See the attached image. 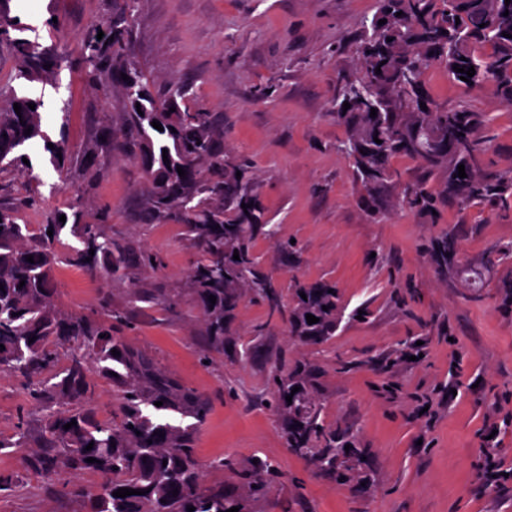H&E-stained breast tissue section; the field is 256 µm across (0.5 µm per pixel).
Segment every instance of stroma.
Here are the masks:
<instances>
[{"mask_svg": "<svg viewBox=\"0 0 512 512\" xmlns=\"http://www.w3.org/2000/svg\"><path fill=\"white\" fill-rule=\"evenodd\" d=\"M118 0H11L25 36L62 58L55 84L13 82L21 96L39 97L42 127L52 140L79 148L111 130L120 138L127 110L111 83L89 81L79 63L81 38L107 26ZM377 0H139L130 54L155 90L187 83L200 106L224 126V154L247 161L260 197L278 226L257 238L253 253L278 292L292 304L295 283L336 284V333L322 344L290 336L265 303L244 298L224 338V353L201 365L204 323L187 289L198 258L182 225L141 220L144 177L129 154L109 149L54 170L42 140L26 151L35 180L0 177V206L21 223H44L50 210L75 199L110 209L107 229L133 249L158 252L156 271L86 277L77 288L70 267L56 273L59 307L94 316L99 300L126 307L133 288L178 293L170 312L139 304L132 345L208 397L197 458L206 483L241 486L253 460L270 463L267 496L256 512H512V206L441 204L437 213L401 209V183L441 193L437 172L399 156L400 183L364 198L338 146L346 128L332 113L339 85L360 75L358 39ZM433 107L468 104L487 119L484 167L512 177V106L494 87L468 88L439 65L424 74ZM457 238V264L436 263L432 241ZM293 241L282 253L278 244ZM367 308L365 319L354 313ZM303 360L313 368L311 395L326 424L348 428L358 453L339 483L288 448L285 419L267 406L272 366ZM21 378L0 374V436L34 413ZM28 451H0V473L15 476L0 494V512H85L83 500L62 497L25 467ZM503 475L488 480V459ZM221 459L224 471L209 470Z\"/></svg>", "mask_w": 512, "mask_h": 512, "instance_id": "1", "label": "stroma"}]
</instances>
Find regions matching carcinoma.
Masks as SVG:
<instances>
[{"label":"carcinoma","mask_w":512,"mask_h":512,"mask_svg":"<svg viewBox=\"0 0 512 512\" xmlns=\"http://www.w3.org/2000/svg\"><path fill=\"white\" fill-rule=\"evenodd\" d=\"M135 4L136 0H121L108 35L99 40L94 34L82 41L81 61L92 80L111 78L126 100L124 137L145 177L143 220L147 224L177 221L199 249L189 285L205 317L203 358L209 361L213 354L224 355L227 323L243 297L259 298L266 302L270 316H283L275 287L259 270L251 250L257 236L273 239L277 228L247 174L248 166L224 158V129L214 116L192 103L180 85L154 93L149 78L138 69L127 45ZM383 19L386 23L379 24ZM24 31L22 23L10 15L8 0H0V43L9 47L15 61L11 80L51 82L60 59L51 48L20 36ZM505 32L510 37H504ZM486 45L494 47V53L479 52ZM359 54L363 74L340 86L332 107L347 129L340 150L352 160L367 197L400 180L392 160L407 156L441 173L443 193L438 196L423 184H407L398 201L403 209L430 214L442 200L463 206L512 201V179L489 174L481 166L488 144L483 116L466 103L451 110L420 108L427 103L423 75L432 64L442 66L456 81L460 73L454 66H472L475 74L466 86L492 84L512 104V3L378 0L377 13L360 36ZM124 74L134 76L137 83L128 84ZM345 102L350 103L347 110ZM15 103L21 106L19 114ZM31 104L35 109L29 108ZM41 107L40 98L13 92L5 96L0 106V172H32L33 165L22 161L29 157L25 146L38 137L50 143L42 131ZM373 108L375 117L370 116ZM153 121L160 122L163 131L155 129ZM29 127L32 132L27 135ZM377 138L382 143H376ZM108 145L99 138L88 140L76 150V157H94ZM46 151L59 168L70 147L62 138ZM460 164L465 166L464 178L458 177ZM179 167L185 176H179ZM244 204L251 208L243 209ZM61 215L53 212L36 230L18 223L16 210L0 207V344L5 346L0 351V371L14 373L27 384L39 413L36 450L28 455L27 467L49 479L63 473L99 472L105 481L95 493L61 484L63 494L87 501V512H188L189 506L195 507L194 512H226L232 507L249 512L250 502L266 495L271 466L263 460L251 465L241 494L222 483H204L195 443L209 403L117 335L116 326L134 323L130 311L108 305L101 316L90 318L65 311L50 300L56 270L63 265L113 275L131 262L154 270L161 266L160 257L143 251L130 258L129 250L112 239L105 225L85 221L81 200L71 205L66 222L59 221ZM49 230L53 235L47 234ZM67 231L79 245H66L60 251L56 245ZM433 251L444 264L452 263L456 237L441 236ZM236 252L237 260L233 259ZM30 255L31 263L26 261ZM334 289L329 282L296 287L295 305L286 316L291 335L321 344L336 333L339 297ZM211 295L216 297L214 304ZM179 301L176 294L154 289L137 288L131 293L133 303L170 311L177 309ZM308 314L319 322L308 324ZM113 349L120 355H112ZM310 372L304 362L287 373L275 367L269 404L288 414L286 396L292 386L302 387L311 396ZM100 379L111 383L118 395L117 412L110 419L97 417L92 408ZM157 401L163 405H155ZM186 417L194 422L181 424ZM73 420L76 424L64 429ZM285 434L288 447L318 471L339 481L346 476L340 466L345 445L353 444L348 430L320 422L313 409L302 418L286 421ZM31 437L30 420L24 418L14 435L0 438V450L27 448ZM90 444L93 448L88 451ZM89 457L97 462H87ZM120 488L141 494L113 496Z\"/></svg>","instance_id":"1"}]
</instances>
